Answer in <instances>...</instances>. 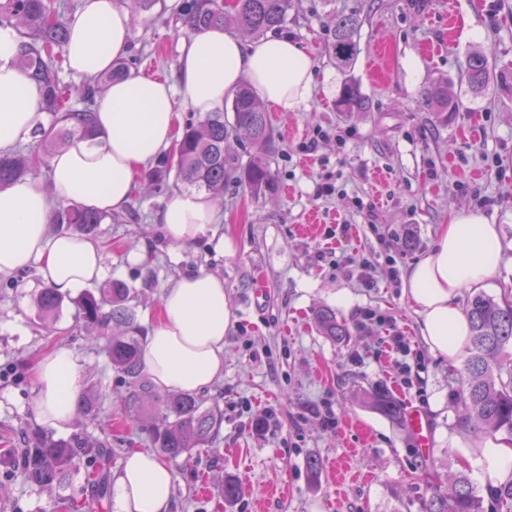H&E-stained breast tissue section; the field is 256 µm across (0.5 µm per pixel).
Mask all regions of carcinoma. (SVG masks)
Segmentation results:
<instances>
[{
  "label": "carcinoma",
  "mask_w": 512,
  "mask_h": 512,
  "mask_svg": "<svg viewBox=\"0 0 512 512\" xmlns=\"http://www.w3.org/2000/svg\"><path fill=\"white\" fill-rule=\"evenodd\" d=\"M291 0H235L231 13L224 11V0H181L178 20L189 31L234 24L243 32L260 36L281 27L288 16ZM76 9L74 0H0V28L11 27L20 36L16 65L30 79L44 88L43 112L50 116L27 147L11 155L0 156V188L49 168L51 156L77 139L94 132V108L101 85L122 76L130 61L122 59L94 83L66 86L60 77V60L69 42L70 28L65 13ZM357 21L352 17L337 20L330 51L339 66L347 68L357 54ZM494 66L487 55L473 53L467 61L464 78L475 92L484 90L493 76ZM423 101L432 111L448 119V113L460 109L459 98L448 92V81L435 78L423 90ZM340 105L346 112H365L369 103L352 81L343 84ZM233 120L225 119L219 109L204 116L187 118L182 137L175 147L150 165L145 173L147 192L166 193L171 186L224 195V177L228 166L224 144L232 136L244 135L255 155L244 170V185L254 195L272 188L273 171L265 152L273 133L264 105L251 90L243 86L233 97ZM104 216L99 212L70 204L58 209L53 223L68 224L84 234L97 231ZM132 288L120 279L112 280L98 293L86 292L74 302V322L89 329L103 340L102 352L112 368L127 376L131 390L118 400L128 418L142 420V397L148 393L143 380L142 350L144 328L131 305ZM34 303L43 328L57 333V319L62 297L46 287L35 296ZM465 313L471 326L469 356L456 369L460 382L458 424L465 430L495 437L505 431L512 435V359L507 347L512 345V300H497L477 293L467 300ZM317 323L321 333L333 341L344 342L349 333L336 312L320 310ZM367 404L380 414L398 421L402 407L395 395L384 387L369 394ZM224 415L215 406L188 392L159 400L155 418L149 425L151 441L162 455L177 459L196 448H211L217 442ZM25 447L0 454L9 459L17 456L14 473L22 483L39 488L62 487L70 475L83 465L92 467L91 477L98 478L111 461L112 442L93 438L83 431L66 437L34 430L26 433ZM432 493L422 503V512H484L483 501L468 475L448 469L441 490L437 476H425ZM86 508L67 496L52 501V512H80Z\"/></svg>",
  "instance_id": "cac0c4a2"
}]
</instances>
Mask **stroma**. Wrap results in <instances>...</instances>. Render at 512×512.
Wrapping results in <instances>:
<instances>
[{"label": "stroma", "instance_id": "35a3bbf8", "mask_svg": "<svg viewBox=\"0 0 512 512\" xmlns=\"http://www.w3.org/2000/svg\"><path fill=\"white\" fill-rule=\"evenodd\" d=\"M176 2L141 14L133 32L138 68L159 77L171 75L186 36L171 12ZM341 16L359 22V52L346 73L329 52ZM283 31L308 47L315 82L307 109L270 114L273 191L254 195L240 184L249 155L245 140L232 138L214 234L172 248L156 222L167 196L141 194L138 220L103 221L93 239L105 249L107 278L135 287L144 327L153 326L164 288L198 270L223 277L236 317L224 338V377L200 394L224 414L219 448L173 464L172 512H421L425 471L473 473L461 451L479 439L460 429L452 365L430 351L390 273L425 253L452 211L466 209L501 233L500 269L479 290L512 296V0H292ZM474 51L496 73L478 94L460 81ZM437 77L462 102L444 122L420 97ZM347 78L369 111L337 109ZM325 183L334 194H319ZM41 287L31 269L0 278V450L21 447L24 430L37 426L32 366L63 345L82 367L80 401L97 407L83 423L93 436L111 435L109 469L117 471L127 452L152 448L116 404L128 380L74 327L71 298L58 335H44L34 303ZM324 307L346 324L348 342L321 335L315 313ZM397 332L406 353L391 346ZM381 385L405 412L421 413L428 449L408 423L363 401ZM328 412L335 426L325 423ZM259 419L267 422L261 431ZM312 456L321 463L315 482ZM228 476L242 484L232 504L222 496ZM49 501L0 465V512H48Z\"/></svg>", "mask_w": 512, "mask_h": 512}]
</instances>
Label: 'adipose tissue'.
I'll use <instances>...</instances> for the list:
<instances>
[{"label": "adipose tissue", "mask_w": 512, "mask_h": 512, "mask_svg": "<svg viewBox=\"0 0 512 512\" xmlns=\"http://www.w3.org/2000/svg\"><path fill=\"white\" fill-rule=\"evenodd\" d=\"M66 65L80 80L108 72L130 53L133 26L117 0H81L69 20ZM19 36L0 29V154L30 143L46 123L39 87L15 65ZM280 112L306 108L314 84L308 50L290 37L251 41L206 29L184 38L172 77L134 71L112 80L97 99L95 137L74 141L50 160L51 191L22 178L0 189V275L36 268L58 294L91 286L106 273L102 247L85 236L55 230V203L124 212L140 188L142 171L174 144L178 104L206 114L223 108L242 84ZM206 194H175L158 215L172 247L180 248L221 223ZM502 244L497 225L472 211L454 212L430 249L402 271V292L420 318L432 353L458 363L470 335L459 301L462 289L492 279ZM235 322L224 279L206 271L180 277L161 297L158 321L143 349V366L156 389L200 392L224 376V337ZM41 422L62 428L75 417L81 366L65 346L37 361ZM477 476L492 487L512 483V441L487 440L477 457ZM175 475L158 455L127 454L112 478L114 512H171Z\"/></svg>", "instance_id": "obj_1"}]
</instances>
